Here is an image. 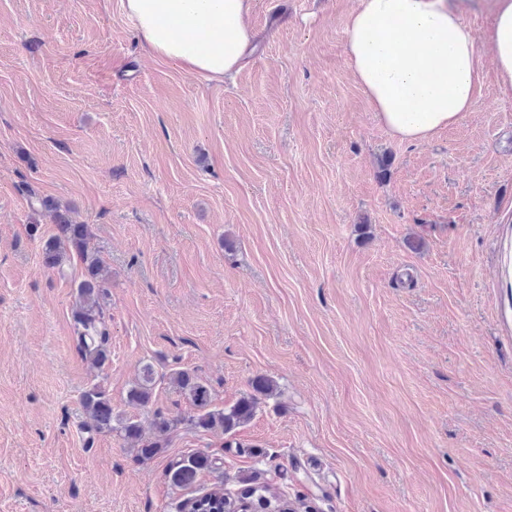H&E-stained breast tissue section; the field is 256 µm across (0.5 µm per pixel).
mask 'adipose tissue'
<instances>
[{
  "label": "adipose tissue",
  "mask_w": 512,
  "mask_h": 512,
  "mask_svg": "<svg viewBox=\"0 0 512 512\" xmlns=\"http://www.w3.org/2000/svg\"><path fill=\"white\" fill-rule=\"evenodd\" d=\"M467 0H358L345 47L378 120L401 141H428L470 112L479 82ZM148 51L203 81L241 70L255 35L249 0H122ZM503 94H512V0H495L490 35Z\"/></svg>",
  "instance_id": "adipose-tissue-1"
}]
</instances>
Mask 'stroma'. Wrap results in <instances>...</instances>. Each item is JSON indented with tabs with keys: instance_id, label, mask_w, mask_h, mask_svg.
Here are the masks:
<instances>
[{
	"instance_id": "obj_1",
	"label": "stroma",
	"mask_w": 512,
	"mask_h": 512,
	"mask_svg": "<svg viewBox=\"0 0 512 512\" xmlns=\"http://www.w3.org/2000/svg\"><path fill=\"white\" fill-rule=\"evenodd\" d=\"M357 3L251 0L248 63L202 82L145 50L121 0H0V512H176L254 468L314 512H512V96L493 0L464 14L473 110L423 143L392 138L352 77ZM32 191L88 225L110 271L102 369ZM147 366L142 407L128 391ZM176 369L218 408L259 376L279 394L233 436L178 425L145 462L84 432L95 383L123 418L189 414ZM197 451L219 470L174 486Z\"/></svg>"
}]
</instances>
